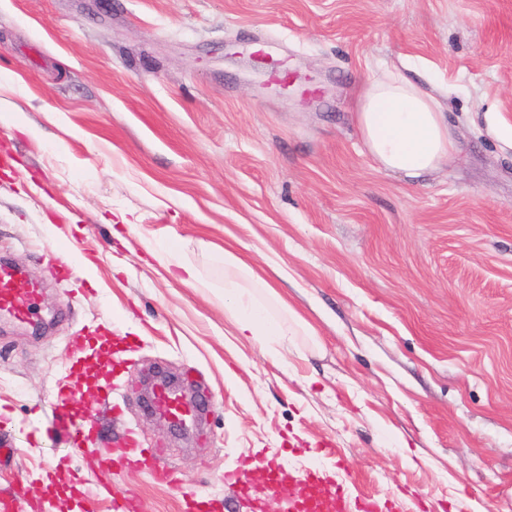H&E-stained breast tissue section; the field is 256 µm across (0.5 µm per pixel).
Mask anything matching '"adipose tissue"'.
<instances>
[{
	"mask_svg": "<svg viewBox=\"0 0 512 512\" xmlns=\"http://www.w3.org/2000/svg\"><path fill=\"white\" fill-rule=\"evenodd\" d=\"M355 119L370 154L384 168L416 177L438 170L451 157L455 141L438 102L396 71L371 77L360 93ZM224 308L242 335L284 336L245 289L224 286Z\"/></svg>",
	"mask_w": 512,
	"mask_h": 512,
	"instance_id": "ef3b65f1",
	"label": "adipose tissue"
}]
</instances>
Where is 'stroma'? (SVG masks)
<instances>
[{
	"label": "stroma",
	"mask_w": 512,
	"mask_h": 512,
	"mask_svg": "<svg viewBox=\"0 0 512 512\" xmlns=\"http://www.w3.org/2000/svg\"><path fill=\"white\" fill-rule=\"evenodd\" d=\"M398 66L448 116L437 173L381 168L354 121ZM4 77L0 256L39 289L31 319L0 318L6 512H112L99 462L129 430L180 480L113 474L146 512H188L187 491L288 512L267 464L339 471L394 512H512V149L483 122L512 127V0H0ZM228 281L287 337L239 336ZM149 374L208 400L198 436L151 414ZM67 391L95 420L78 447ZM245 457L241 495L224 475Z\"/></svg>",
	"instance_id": "1"
}]
</instances>
